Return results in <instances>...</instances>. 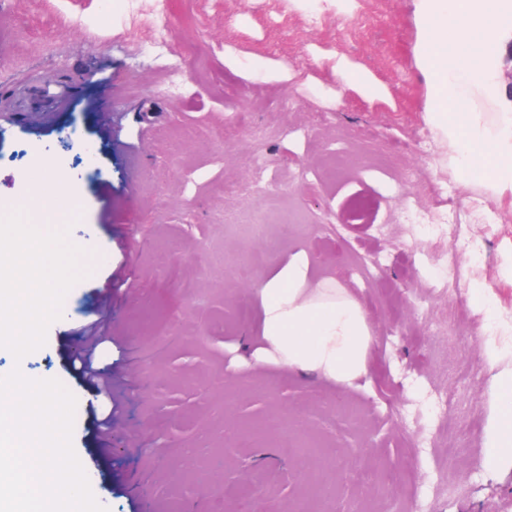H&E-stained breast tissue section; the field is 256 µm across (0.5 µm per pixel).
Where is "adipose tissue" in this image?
<instances>
[{
  "instance_id": "obj_1",
  "label": "adipose tissue",
  "mask_w": 512,
  "mask_h": 512,
  "mask_svg": "<svg viewBox=\"0 0 512 512\" xmlns=\"http://www.w3.org/2000/svg\"><path fill=\"white\" fill-rule=\"evenodd\" d=\"M260 298L259 364H276L343 388L358 386L372 370L374 337L359 299L344 288L312 283L300 255L279 262L257 287ZM512 336L488 338L482 356L494 370L481 467L491 474L512 469Z\"/></svg>"
}]
</instances>
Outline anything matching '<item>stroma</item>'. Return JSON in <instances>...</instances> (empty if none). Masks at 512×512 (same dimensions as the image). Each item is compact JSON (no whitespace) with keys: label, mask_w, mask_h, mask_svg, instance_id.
<instances>
[{"label":"stroma","mask_w":512,"mask_h":512,"mask_svg":"<svg viewBox=\"0 0 512 512\" xmlns=\"http://www.w3.org/2000/svg\"><path fill=\"white\" fill-rule=\"evenodd\" d=\"M418 5L112 0L103 26V0H0V217L65 231L87 272L41 349L0 348V376L75 396L73 447L107 512H245L257 493L306 512H512V470L480 466L492 373L469 294L483 285L512 317V193L463 177L424 123ZM492 56L487 86L460 88L490 127L512 113V27ZM340 63L385 96L337 79ZM358 195L378 202L371 223L345 221ZM475 198L494 210L461 236L404 220ZM298 253L368 313L375 365L357 388L252 359L254 290ZM452 262L470 268L456 295ZM95 320L117 344L82 336ZM75 350L112 369L110 445ZM277 418L305 422L327 460L283 448Z\"/></svg>","instance_id":"obj_1"}]
</instances>
